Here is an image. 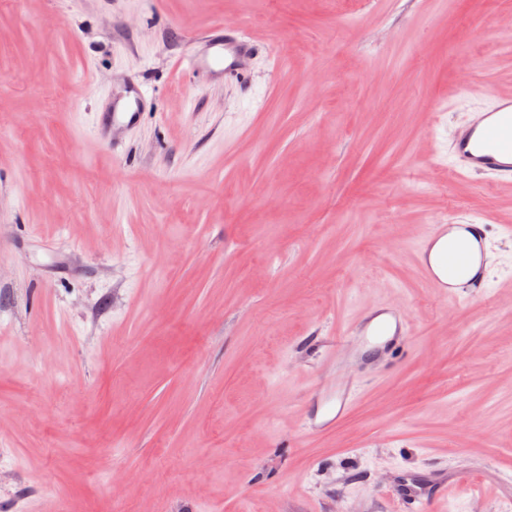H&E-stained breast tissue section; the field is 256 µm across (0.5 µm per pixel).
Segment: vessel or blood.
Masks as SVG:
<instances>
[{"mask_svg": "<svg viewBox=\"0 0 512 512\" xmlns=\"http://www.w3.org/2000/svg\"><path fill=\"white\" fill-rule=\"evenodd\" d=\"M202 40L214 48L213 56L193 57L178 61L182 71L192 75H223L224 78L244 76L247 63L257 49L256 41L242 30L216 23L205 30ZM136 119L132 112H103L99 115L98 136L104 143H112V129ZM452 156L459 170L484 172L503 182H512V98H499L479 119L465 126L455 137ZM451 267L464 271V287L473 294H480L486 286L483 270L468 272L469 258L463 253H452L448 257ZM316 411L310 421L314 432L332 428L342 420L348 410V398L342 393H318L314 398Z\"/></svg>", "mask_w": 512, "mask_h": 512, "instance_id": "1", "label": "vessel or blood"}]
</instances>
